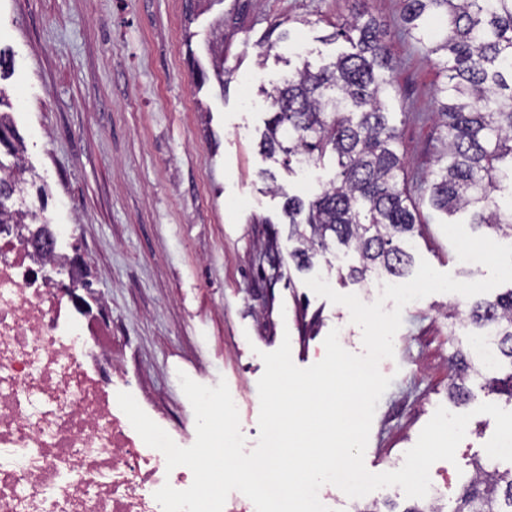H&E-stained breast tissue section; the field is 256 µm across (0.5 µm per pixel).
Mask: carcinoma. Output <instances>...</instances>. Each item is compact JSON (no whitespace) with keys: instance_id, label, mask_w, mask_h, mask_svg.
Wrapping results in <instances>:
<instances>
[{"instance_id":"carcinoma-1","label":"carcinoma","mask_w":512,"mask_h":512,"mask_svg":"<svg viewBox=\"0 0 512 512\" xmlns=\"http://www.w3.org/2000/svg\"><path fill=\"white\" fill-rule=\"evenodd\" d=\"M404 2L405 30L448 72L440 89L445 138L438 157L447 164L429 184V202L448 216L468 211L469 223L512 239V0ZM335 36L350 51L316 70L305 60L264 90L273 111L260 143L265 158L288 167H318L336 158V181L315 200L287 198L290 238L299 243L289 257L303 270L320 253L343 251L355 263L337 273L352 280L370 273L402 278L412 263L420 214L405 187L400 131L391 117L389 48L364 9L336 25ZM23 153L8 114L0 111V224L36 223L14 208L26 171ZM466 320L478 329L476 337L490 333L495 360L489 369L456 349L449 400L469 399L474 378L482 380L481 389L512 400V289L475 302ZM504 359L509 372L497 377L494 367ZM451 512H512V466L501 470L476 460Z\"/></svg>"}]
</instances>
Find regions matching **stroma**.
I'll list each match as a JSON object with an SVG mask.
<instances>
[{
  "instance_id": "1",
  "label": "stroma",
  "mask_w": 512,
  "mask_h": 512,
  "mask_svg": "<svg viewBox=\"0 0 512 512\" xmlns=\"http://www.w3.org/2000/svg\"><path fill=\"white\" fill-rule=\"evenodd\" d=\"M387 32L388 76L396 90L405 186L421 200L414 260L460 281L485 279L460 261L425 200L442 150L435 56L406 35L403 0H365ZM356 0H0V47L14 73L0 87L25 145L30 193L48 188V209L72 227V254L87 265L85 294L121 340L124 383L145 411L191 446L195 415L178 375L207 386L226 381L238 404L246 447L256 445L262 353L291 341L302 368L325 355L338 330L360 354L362 331L349 310L306 284L322 274L334 290L378 297L376 276L339 278L325 258L300 271L289 260L287 196L311 199L336 172L286 169L266 159L261 134L272 116L262 85L288 70L295 44L312 66L349 51L333 39ZM266 60H259L260 52ZM471 299L435 293L406 306L394 356L379 369L392 379L377 406L364 455L373 473L404 462L438 407L470 414L455 462L439 461L431 480L470 474L495 430L483 403L512 410L507 396L475 391L448 401L453 340L449 307Z\"/></svg>"
}]
</instances>
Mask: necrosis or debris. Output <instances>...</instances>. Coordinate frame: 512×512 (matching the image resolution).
<instances>
[{"mask_svg":"<svg viewBox=\"0 0 512 512\" xmlns=\"http://www.w3.org/2000/svg\"><path fill=\"white\" fill-rule=\"evenodd\" d=\"M24 207L29 234L0 225V512H162L155 492L193 474L167 469L99 371L116 340L75 299L70 225Z\"/></svg>","mask_w":512,"mask_h":512,"instance_id":"1","label":"necrosis or debris"}]
</instances>
